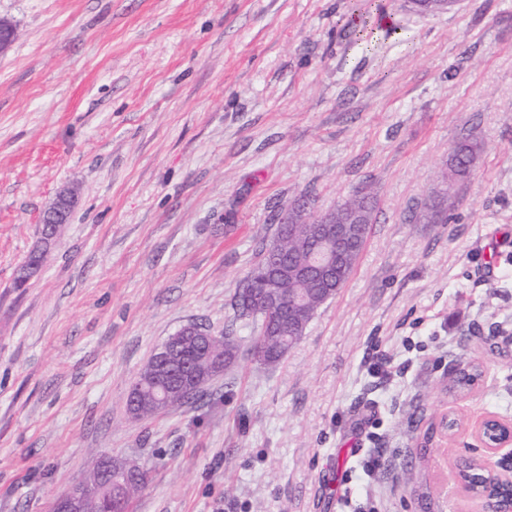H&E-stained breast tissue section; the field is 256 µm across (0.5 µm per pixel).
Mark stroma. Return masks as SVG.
<instances>
[{
	"label": "stroma",
	"instance_id": "stroma-1",
	"mask_svg": "<svg viewBox=\"0 0 512 512\" xmlns=\"http://www.w3.org/2000/svg\"><path fill=\"white\" fill-rule=\"evenodd\" d=\"M0 18L18 32L0 55V512H50L106 455L149 471L129 512H481L457 465L476 423L512 420V0H0ZM468 139L455 219L434 222ZM365 185L361 257L279 366L241 354L200 400L128 421L159 344L223 334L277 207ZM62 189L76 207L43 239ZM473 362V391L446 393ZM478 150L477 141L462 144L455 149L450 160L451 179H454L455 183H457V177H464L468 174Z\"/></svg>",
	"mask_w": 512,
	"mask_h": 512
}]
</instances>
